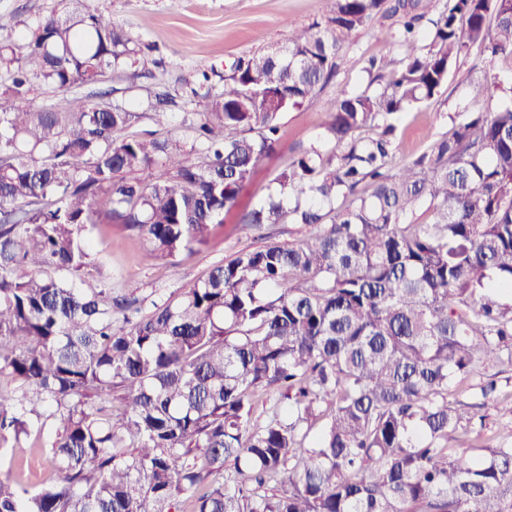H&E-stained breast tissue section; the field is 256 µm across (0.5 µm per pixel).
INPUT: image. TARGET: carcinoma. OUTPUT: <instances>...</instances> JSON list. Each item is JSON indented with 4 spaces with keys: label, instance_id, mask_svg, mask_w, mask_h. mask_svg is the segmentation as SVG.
I'll use <instances>...</instances> for the list:
<instances>
[{
    "label": "carcinoma",
    "instance_id": "obj_1",
    "mask_svg": "<svg viewBox=\"0 0 512 512\" xmlns=\"http://www.w3.org/2000/svg\"><path fill=\"white\" fill-rule=\"evenodd\" d=\"M435 2L322 0L324 23L278 55L233 61L189 148L124 136L135 113L90 94L26 102L37 82L65 92L134 63L111 18L52 14L0 45V449L22 458L52 420L57 472L0 475V512H512V444L478 463L448 448L485 427L448 381L512 363V100L491 105L487 68L467 86L489 106L450 135L401 161L396 135L461 56L512 59V0ZM381 18L404 58L369 57L368 89L336 100L240 219L309 236L242 249L166 300L83 276L98 224L141 236L148 261L206 244L281 115Z\"/></svg>",
    "mask_w": 512,
    "mask_h": 512
}]
</instances>
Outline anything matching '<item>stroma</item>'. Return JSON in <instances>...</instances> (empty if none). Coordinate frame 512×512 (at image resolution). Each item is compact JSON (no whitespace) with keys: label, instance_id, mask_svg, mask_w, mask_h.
Masks as SVG:
<instances>
[{"label":"stroma","instance_id":"obj_1","mask_svg":"<svg viewBox=\"0 0 512 512\" xmlns=\"http://www.w3.org/2000/svg\"><path fill=\"white\" fill-rule=\"evenodd\" d=\"M81 7L112 17L138 38L142 52L132 66L106 74L95 86L97 102L124 106L135 112L129 132L158 133L192 141L190 121L209 98L224 88V77L239 56L284 44L289 29H305L321 20L320 0H0V43L31 34L37 22L51 14L62 15ZM403 58L402 49L387 48L378 29L354 34L344 48L345 64L336 80L316 98L280 119L279 141L256 166L239 194L236 206L215 225L208 244L177 260H143L145 241L124 225L102 226L96 234L95 261L86 277H105L114 288L154 300L176 295L205 277L215 265L242 249H253L270 241L293 243L309 235L299 224L266 225L254 230L240 224L241 214L264 201L276 178L287 169L299 144L314 139L324 112L343 92L366 86L362 71L366 57L381 53ZM484 67L476 54L461 57L448 75L440 93L421 108L401 114L397 140L403 156L426 151L436 140L448 136L452 115L458 110L466 78L480 76ZM169 97L170 122L159 130L149 119L148 104L155 94ZM495 376L501 396L512 394V364L493 362L467 379H451L448 399L475 404L485 417L483 442H512V421L501 418L494 401L482 399L478 385ZM36 452L28 461L16 463L9 454L0 455V473H23L29 484L53 478L49 450L42 437L30 438Z\"/></svg>","mask_w":512,"mask_h":512}]
</instances>
